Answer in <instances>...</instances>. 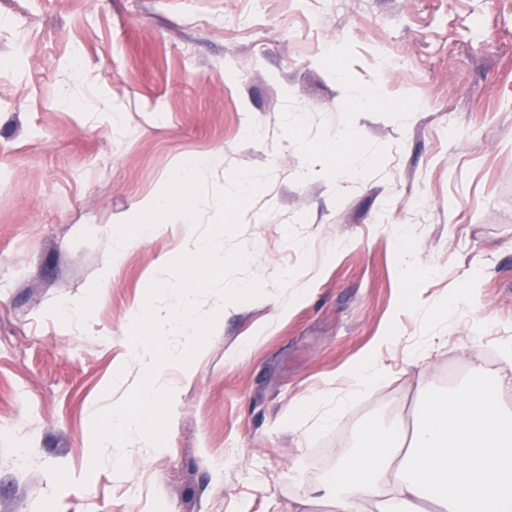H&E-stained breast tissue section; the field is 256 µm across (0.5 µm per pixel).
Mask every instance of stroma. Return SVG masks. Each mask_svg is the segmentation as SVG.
<instances>
[{
  "instance_id": "1",
  "label": "stroma",
  "mask_w": 512,
  "mask_h": 512,
  "mask_svg": "<svg viewBox=\"0 0 512 512\" xmlns=\"http://www.w3.org/2000/svg\"><path fill=\"white\" fill-rule=\"evenodd\" d=\"M196 158L211 191L268 172L225 240L262 253L263 294L200 296L217 322L162 370L164 444L95 469L94 416L144 373L130 326L185 251L172 224L116 265L114 231ZM510 338L512 0H0V512H294L337 446ZM385 373L384 365L374 356L367 358L354 368V376L359 388L368 387Z\"/></svg>"
}]
</instances>
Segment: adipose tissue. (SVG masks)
Returning a JSON list of instances; mask_svg holds the SVG:
<instances>
[{"label": "adipose tissue", "mask_w": 512, "mask_h": 512, "mask_svg": "<svg viewBox=\"0 0 512 512\" xmlns=\"http://www.w3.org/2000/svg\"><path fill=\"white\" fill-rule=\"evenodd\" d=\"M464 390L418 384L421 421L369 428L336 453L329 512H512V342Z\"/></svg>", "instance_id": "1"}]
</instances>
